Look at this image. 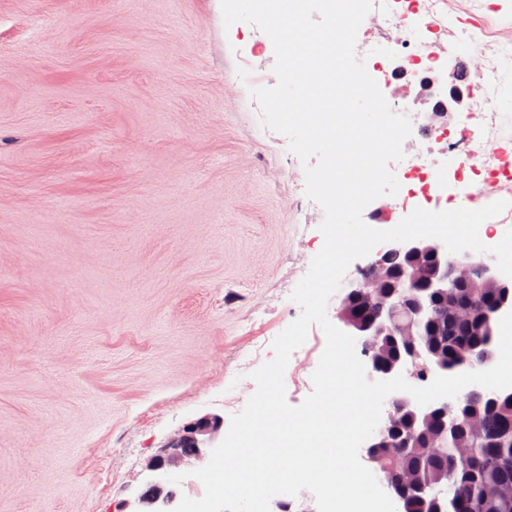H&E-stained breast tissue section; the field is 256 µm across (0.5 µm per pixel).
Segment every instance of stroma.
<instances>
[{"label":"stroma","mask_w":512,"mask_h":512,"mask_svg":"<svg viewBox=\"0 0 512 512\" xmlns=\"http://www.w3.org/2000/svg\"><path fill=\"white\" fill-rule=\"evenodd\" d=\"M449 7L512 42V0ZM273 64L215 0H0V512H125L171 436L254 393L323 245L250 95Z\"/></svg>","instance_id":"stroma-1"}]
</instances>
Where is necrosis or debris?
Segmentation results:
<instances>
[{
	"label": "necrosis or debris",
	"instance_id": "1",
	"mask_svg": "<svg viewBox=\"0 0 512 512\" xmlns=\"http://www.w3.org/2000/svg\"><path fill=\"white\" fill-rule=\"evenodd\" d=\"M373 12L379 21L367 48L384 46L391 29L404 30L405 37L396 46V58L375 55L372 69L384 80H403L415 75L434 77L448 64L446 58L430 52L431 44L461 42L479 49L484 64L464 62L457 66L459 83L467 86L482 123L499 127L512 123L499 106L501 70L512 64V43L492 39L484 22H473L460 28L446 12L445 0H372ZM431 147L426 144L418 153L404 156L398 163V178L403 191L399 207L406 212L429 209L434 200H468L474 203L492 201L495 192L512 186V152L499 149L485 156L484 141L469 126L458 128L448 138L443 164L430 159Z\"/></svg>",
	"mask_w": 512,
	"mask_h": 512
}]
</instances>
